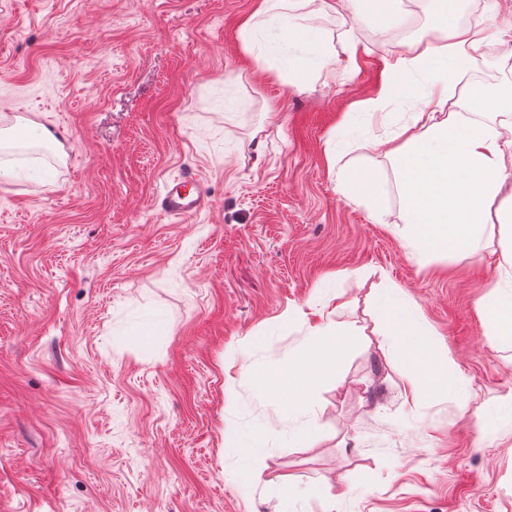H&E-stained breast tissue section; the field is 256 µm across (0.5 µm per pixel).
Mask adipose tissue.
I'll list each match as a JSON object with an SVG mask.
<instances>
[{
  "mask_svg": "<svg viewBox=\"0 0 512 512\" xmlns=\"http://www.w3.org/2000/svg\"><path fill=\"white\" fill-rule=\"evenodd\" d=\"M421 2L434 42L409 44L386 66L377 95L357 104L366 122L393 100L414 101L415 110L397 121L392 131L366 140L363 148L395 162L401 175L405 234L417 253L472 255L486 247L487 226L504 223L503 202L512 191V80L479 87L449 103L450 90L471 70L473 50L487 29L460 24L453 0ZM356 5L357 0H255L252 11L238 22V37L261 72L307 92L314 88L316 72L342 55L357 62L361 49L353 41L336 49L329 37L305 26L306 15L337 13ZM274 26L287 33L289 43L303 44V51L279 60L262 51L257 35ZM349 133L347 123L338 124L328 167L335 170L349 200L373 211L379 202L376 185L366 173H350L344 160ZM497 271L498 281L483 296L481 307L494 316L490 335L511 336L512 317H500L499 312L512 307V242L502 250ZM373 307L384 335L407 341L417 356L434 355L440 371L455 381L459 410H466L464 381L455 360L434 348L421 313L403 289L395 284L378 289ZM285 317L302 320L308 328L305 346L288 365L297 399L287 412L294 415L306 409L312 389L335 374L345 342L342 328L324 306L291 309Z\"/></svg>",
  "mask_w": 512,
  "mask_h": 512,
  "instance_id": "obj_1",
  "label": "adipose tissue"
}]
</instances>
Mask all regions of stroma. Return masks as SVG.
<instances>
[{
    "mask_svg": "<svg viewBox=\"0 0 512 512\" xmlns=\"http://www.w3.org/2000/svg\"><path fill=\"white\" fill-rule=\"evenodd\" d=\"M395 2L383 26L363 8L309 16L367 52L299 93L243 52L252 0H0V512H276L284 488L295 512H512V436L444 392L407 401L402 374L436 362L373 333L374 292L397 283L471 409L511 397L512 344L492 349L479 313L494 255H417L395 163L352 155L384 189L378 223L326 161L387 63L433 40L418 0ZM497 2L455 96L512 77ZM268 104L282 128H262ZM31 125L53 141L16 136ZM190 171L209 207L164 214L155 198ZM334 289L347 354L288 419L291 390L260 381L308 329L281 316ZM249 428L269 452L245 476L228 446ZM340 478L350 496L318 494Z\"/></svg>",
    "mask_w": 512,
    "mask_h": 512,
    "instance_id": "35a3bbf8",
    "label": "stroma"
}]
</instances>
